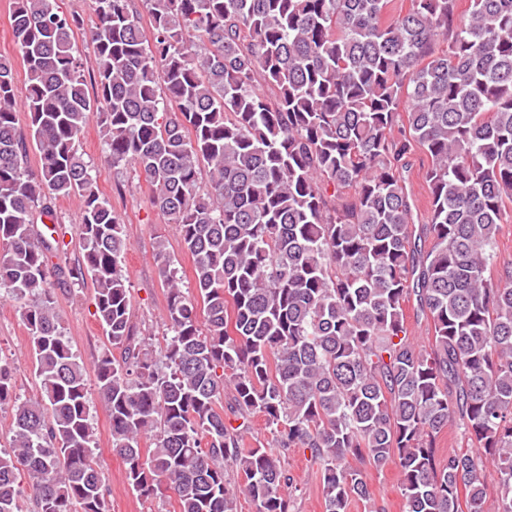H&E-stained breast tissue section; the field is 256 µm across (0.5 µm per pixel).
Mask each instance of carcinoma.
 <instances>
[{
    "instance_id": "cac0c4a2",
    "label": "carcinoma",
    "mask_w": 512,
    "mask_h": 512,
    "mask_svg": "<svg viewBox=\"0 0 512 512\" xmlns=\"http://www.w3.org/2000/svg\"><path fill=\"white\" fill-rule=\"evenodd\" d=\"M90 2L95 95L81 18L57 0L14 2L23 85L0 54V288L21 303L40 381L21 398L0 360V512H22L25 482L37 512H110L86 365L48 279L65 248L51 203L71 195L82 257L57 272L91 280L119 350L94 362L95 384L139 496L164 485L177 512H239L242 495L292 512L293 448L321 466L324 512H380L352 460L396 465L405 512H487L491 462L496 512H512V263L493 268L512 202V0H471L463 17L455 0ZM92 117L105 165L144 177L192 261L196 297L158 238L161 361L132 322L125 225L79 151ZM416 147L420 225L404 177ZM411 298L426 346L407 334ZM255 414L270 439L248 448ZM452 427L468 449L440 459ZM411 169L408 173L406 185L412 194L417 209L413 210L416 224H424L427 220L428 210V186L425 180V172L429 165L426 154L418 147L410 155Z\"/></svg>"
}]
</instances>
